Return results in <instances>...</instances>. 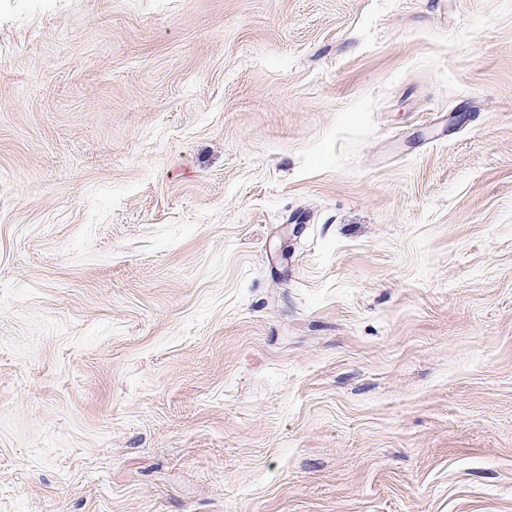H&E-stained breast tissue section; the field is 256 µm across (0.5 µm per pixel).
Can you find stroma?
I'll use <instances>...</instances> for the list:
<instances>
[{"label": "stroma", "instance_id": "obj_1", "mask_svg": "<svg viewBox=\"0 0 512 512\" xmlns=\"http://www.w3.org/2000/svg\"><path fill=\"white\" fill-rule=\"evenodd\" d=\"M0 512H512V0H0Z\"/></svg>", "mask_w": 512, "mask_h": 512}]
</instances>
